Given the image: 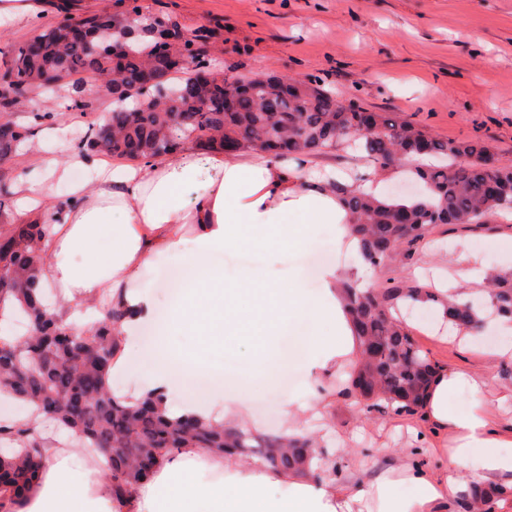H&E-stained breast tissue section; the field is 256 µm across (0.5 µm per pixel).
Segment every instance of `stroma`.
<instances>
[{
  "label": "stroma",
  "mask_w": 512,
  "mask_h": 512,
  "mask_svg": "<svg viewBox=\"0 0 512 512\" xmlns=\"http://www.w3.org/2000/svg\"><path fill=\"white\" fill-rule=\"evenodd\" d=\"M28 11L0 18V51L27 41L36 32L87 11L114 13L121 0H28ZM145 10L169 14L182 30L206 34L209 73L245 76L253 71L290 78L319 77L338 96L358 100L368 110L386 112L423 125L441 139L486 141L499 162L512 164V0H141ZM82 115L65 109L62 99L17 100L8 120L24 125L40 109L60 113L42 154L65 163L89 122L111 109L103 95L90 97ZM311 170L359 184L362 174H376L386 195L421 191L402 167L376 170L365 153L347 146L312 158ZM512 237V215L495 223L462 227L435 226L425 242L414 245L386 266H364L356 249L338 230L322 225L311 251L288 252L270 260L261 248L225 252L224 275L288 281L302 272L310 295L321 288L320 271L335 264L340 273L357 277L366 288L393 281L426 286L456 279L473 304L483 301L482 286L466 282L461 255L476 253L486 273L512 274V261L492 247ZM177 266L166 255L154 257L140 284L155 296L165 314L173 295ZM403 321L429 357L449 370H466L486 382L483 392L461 388L458 407L489 413L490 427L512 440V353L499 355L501 336L487 329L472 331L468 344L451 341L435 328L430 307L403 311ZM288 387L270 383L245 400L248 426L285 431V401H307L308 375L291 373ZM325 418L309 404L300 425L313 439L337 478L357 475L363 486L388 476L400 461L439 463L453 443L450 431L420 415H400L391 408H367L354 396L327 388Z\"/></svg>",
  "instance_id": "1"
}]
</instances>
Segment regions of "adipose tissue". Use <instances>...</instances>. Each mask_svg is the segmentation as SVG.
Segmentation results:
<instances>
[{
    "mask_svg": "<svg viewBox=\"0 0 512 512\" xmlns=\"http://www.w3.org/2000/svg\"><path fill=\"white\" fill-rule=\"evenodd\" d=\"M41 181H17L22 220L51 224L44 241L48 260L41 273L46 288L62 289L74 307L68 320L81 328L100 311L88 298L128 304V319L114 326L119 349L113 375L144 369L151 388L178 389L173 415L211 418L209 396L224 385V339L243 337L253 362L242 380L246 391L267 385L290 368L312 380L321 394L339 364L351 361L355 341L336 290L335 266L321 271L322 288L309 297L299 280L228 282L213 258L229 249L273 244L305 252L318 226L344 224L335 195L305 164H284L266 155L238 161L215 151H187L149 163L108 167L77 151L67 166L28 149ZM66 183V204L45 210L41 196L50 181ZM167 253L181 270L179 296L168 318L155 322V297L137 285L139 270L154 255ZM154 322L151 345L133 352L138 325ZM306 322L310 335L297 340L290 357L266 349L270 337ZM480 392L482 378L464 371L440 374L424 401L428 418L454 435L438 471L403 466L370 490L328 479L282 480L248 464L228 471L223 482L199 479L190 459L167 461L156 482L136 503V512H446L459 490V473L472 483L512 478V452L489 429L486 416L454 402L461 387ZM287 493H279L280 484ZM29 512H111L106 495H90L82 472L67 459L46 468Z\"/></svg>",
    "mask_w": 512,
    "mask_h": 512,
    "instance_id": "1",
    "label": "adipose tissue"
}]
</instances>
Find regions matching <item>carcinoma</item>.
Segmentation results:
<instances>
[{
    "mask_svg": "<svg viewBox=\"0 0 512 512\" xmlns=\"http://www.w3.org/2000/svg\"><path fill=\"white\" fill-rule=\"evenodd\" d=\"M142 14L139 0H128L122 15L86 12L82 19L101 31L90 46L64 39L57 28L41 32L42 48L35 55L21 44L12 47L3 66L4 91L0 110L9 111L16 88L31 94L63 92L73 107H88L85 89L71 85L60 89L49 82L51 74L66 68L94 73L106 80L115 59L134 73L146 62L167 32L149 25L147 33L128 37L127 15ZM283 77L267 76L248 85L212 77L208 91L213 105L195 111L198 92L187 80L171 76L163 83L168 97L158 98L157 87L112 103L106 121L89 126L81 146L95 154L137 160L164 157L184 147L209 152L232 144L275 159L312 158L349 141H363V149L380 168L406 164L429 154L445 163L421 167L416 176L427 195L410 204L379 200L351 185L336 182L333 189L349 217L350 234L358 241L363 262L377 268L394 260L399 248L426 239L438 224H487L512 210V166L498 163L487 144L431 136L420 124L371 113L376 130L359 131L365 108L358 102L345 106L321 80L296 81L294 90H282ZM238 97L237 108L224 110V92ZM0 161L16 151L31 128L6 120L0 123ZM210 135L198 146L199 133ZM8 206L0 204V318L6 308L23 315L26 332L13 340H0V391L24 401L35 413L53 419L106 460L103 474L112 496V512H131L135 490L150 481L167 460L186 448L214 457L246 456L260 461L266 471L311 479L322 473L318 456L305 437L286 439L251 429H226L201 417L167 414L164 394H146L126 404L115 400L108 378L115 359L116 337L112 325L126 316L127 308L115 303L108 318L77 332L64 324L39 288L38 273L46 262L43 240L50 225L17 224L8 219ZM346 315L357 342V357L343 390L373 407L382 401L395 412L417 415L423 411L428 390L443 371L431 361L412 333L393 315L406 302L438 303L448 321L465 329L477 328L476 311L420 284H394L388 288H359L341 283ZM497 313L512 317V277L494 275L486 281ZM12 446L10 456H0V512H25L40 483L46 441L26 421H0V443ZM512 498V486L468 484L459 495L463 512H493L494 505Z\"/></svg>",
    "mask_w": 512,
    "mask_h": 512,
    "instance_id": "1",
    "label": "carcinoma"
}]
</instances>
